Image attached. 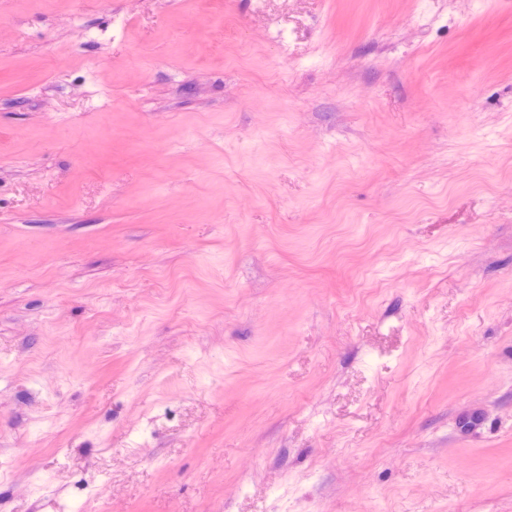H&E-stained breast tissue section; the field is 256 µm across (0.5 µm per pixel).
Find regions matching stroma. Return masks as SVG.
<instances>
[{
    "instance_id": "35a3bbf8",
    "label": "stroma",
    "mask_w": 512,
    "mask_h": 512,
    "mask_svg": "<svg viewBox=\"0 0 512 512\" xmlns=\"http://www.w3.org/2000/svg\"><path fill=\"white\" fill-rule=\"evenodd\" d=\"M0 512H512V0H0Z\"/></svg>"
}]
</instances>
